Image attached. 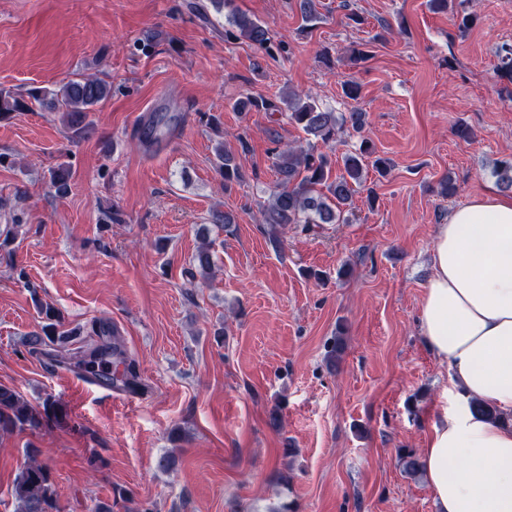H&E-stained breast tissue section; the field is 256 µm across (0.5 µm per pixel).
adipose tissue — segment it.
<instances>
[{
  "mask_svg": "<svg viewBox=\"0 0 512 512\" xmlns=\"http://www.w3.org/2000/svg\"><path fill=\"white\" fill-rule=\"evenodd\" d=\"M427 346L450 372L451 407L420 460L436 512H512V195L471 199L437 225L419 307Z\"/></svg>",
  "mask_w": 512,
  "mask_h": 512,
  "instance_id": "1",
  "label": "adipose tissue"
}]
</instances>
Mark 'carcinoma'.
I'll return each mask as SVG.
<instances>
[{
  "mask_svg": "<svg viewBox=\"0 0 512 512\" xmlns=\"http://www.w3.org/2000/svg\"><path fill=\"white\" fill-rule=\"evenodd\" d=\"M319 0H299L302 30L314 26L321 19L318 10ZM228 24L237 28L239 37L255 47L267 51L271 37L267 27L243 13L228 15ZM112 96V85L94 75L69 80L50 87H31L22 92L0 90V119L14 112H24L37 104L48 112H58L65 117L68 138L72 141L81 138L89 128V114L94 107ZM288 111V120L302 128L307 135L326 145L333 144L342 135L360 134L366 125V114L353 107L346 112H333L320 106L314 100H303L300 95L288 92L278 95V101L256 98L246 94L234 103L239 112L255 110ZM216 166L224 175V186L243 180L244 174L236 155L228 150L223 142L214 148ZM342 171L333 172L328 155L310 149H288L276 152L274 165L278 181L270 192L268 204L261 210L262 223L270 227L273 235L270 242L274 248L280 247V240L274 234L278 228L288 224H344L353 205L356 187L363 183L367 167L374 168L380 175L388 172L389 164L384 158L375 155L372 143L361 138L359 145L342 157ZM71 171L64 165L51 170L50 183L56 193L64 195L70 186ZM193 262L197 272H189L191 278L205 277L212 270L211 244H203L196 252ZM38 314L42 319L40 330L30 333L28 344L33 347L54 346L65 343L76 335L64 329L61 316L54 306L39 304ZM345 342L336 335L328 347L326 361L336 366L344 352ZM98 360L95 366L79 360L93 378L105 382L113 381V376L104 370L110 355L106 350H96ZM123 371L119 373L123 388L136 390L140 387V375L135 360L120 357ZM67 411L54 399H45L42 408L31 406L14 388L0 385V435L14 432L38 431L53 422L64 424ZM10 496L14 501V512H59L57 489L47 464L38 459L37 450L26 452V459L15 475Z\"/></svg>",
  "mask_w": 512,
  "mask_h": 512,
  "instance_id": "1",
  "label": "carcinoma"
}]
</instances>
